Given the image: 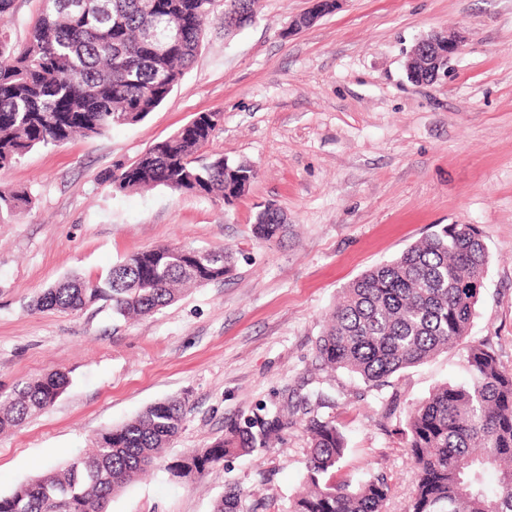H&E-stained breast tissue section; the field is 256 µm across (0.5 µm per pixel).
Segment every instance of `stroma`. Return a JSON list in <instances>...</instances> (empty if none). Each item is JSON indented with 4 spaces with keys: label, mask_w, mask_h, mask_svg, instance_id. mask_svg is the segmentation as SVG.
Returning <instances> with one entry per match:
<instances>
[{
    "label": "stroma",
    "mask_w": 512,
    "mask_h": 512,
    "mask_svg": "<svg viewBox=\"0 0 512 512\" xmlns=\"http://www.w3.org/2000/svg\"><path fill=\"white\" fill-rule=\"evenodd\" d=\"M308 6L259 0L255 23L228 35L214 12L194 63L143 121L34 148L0 173V187L34 198L29 211L0 215V392L56 370L70 378L51 407L0 432V495L104 428L182 398L183 426L163 462L110 512H212L233 482L288 512L305 474L306 400L321 388L346 438L341 477L385 474L387 512H401L415 478L402 421L434 386L464 378L459 351L376 390L315 370L313 348L341 288L450 224L473 225L489 254L470 336L512 368V0H342L287 33ZM433 31L464 32L466 47L437 81L413 84L408 55ZM200 112L222 116L206 154L257 172L241 197L103 184L113 165ZM270 204L290 225L276 243L254 233ZM164 245L223 247L233 268L134 323L106 301L75 314L30 308L68 275L93 279ZM264 407L296 420L275 448L171 475L170 463Z\"/></svg>",
    "instance_id": "obj_1"
}]
</instances>
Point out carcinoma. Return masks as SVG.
<instances>
[{"label":"carcinoma","mask_w":512,"mask_h":512,"mask_svg":"<svg viewBox=\"0 0 512 512\" xmlns=\"http://www.w3.org/2000/svg\"><path fill=\"white\" fill-rule=\"evenodd\" d=\"M234 16L229 33L251 25L257 0H40L28 38L16 46L0 31V171L35 147L102 135L135 124L167 100L199 53L216 4ZM215 134L211 113L180 127L103 179L121 192L164 185L179 194L222 200L256 177L247 163L195 154ZM26 189H0V213L29 209ZM268 243L288 232L286 215L267 206L255 217ZM489 255L470 224H450L376 266L343 289L314 346L320 367L378 388L390 377L457 348L468 373L414 405L405 420V448L416 485L405 512H512V368L486 343L469 339ZM229 252L162 246L133 252L95 279L71 275L38 296L34 309L77 313L100 300L126 321L170 305L185 289L220 281ZM69 384L56 371L0 394V430L19 428L52 406ZM306 432V490L291 512H384L391 485L382 474L352 483L338 472L345 436L333 405L316 394ZM185 402L168 399L100 432L91 450L0 495V512H107L112 497L163 457L181 430ZM294 424L280 410L230 425L206 448L170 465L178 475L204 472L229 458L271 448ZM236 486L218 495L212 512H265Z\"/></svg>","instance_id":"obj_1"}]
</instances>
